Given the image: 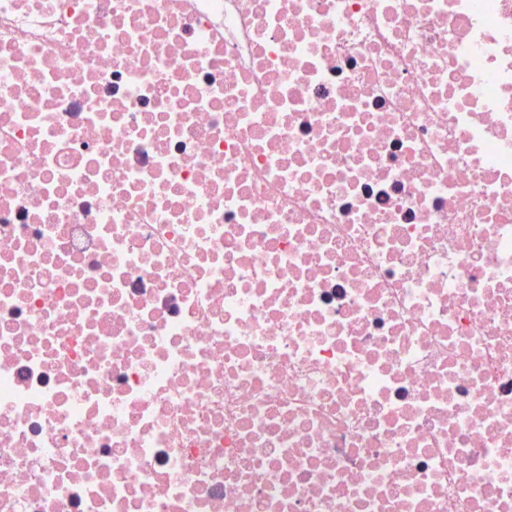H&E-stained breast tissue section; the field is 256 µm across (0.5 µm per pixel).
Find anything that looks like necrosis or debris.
<instances>
[{
  "label": "necrosis or debris",
  "instance_id": "necrosis-or-debris-1",
  "mask_svg": "<svg viewBox=\"0 0 512 512\" xmlns=\"http://www.w3.org/2000/svg\"><path fill=\"white\" fill-rule=\"evenodd\" d=\"M0 512H512V0H0Z\"/></svg>",
  "mask_w": 512,
  "mask_h": 512
}]
</instances>
